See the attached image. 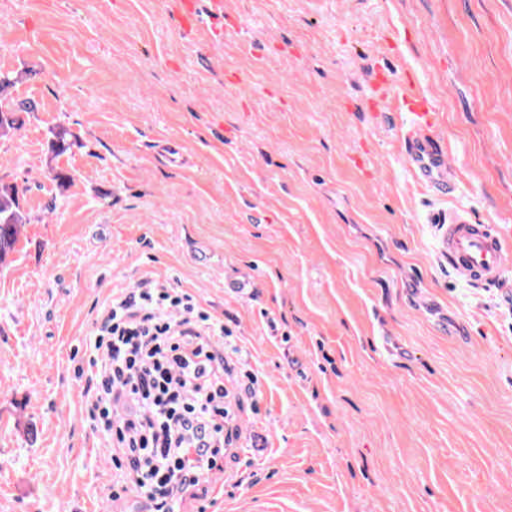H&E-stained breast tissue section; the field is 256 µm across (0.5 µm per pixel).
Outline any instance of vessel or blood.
<instances>
[{"instance_id":"1","label":"vessel or blood","mask_w":512,"mask_h":512,"mask_svg":"<svg viewBox=\"0 0 512 512\" xmlns=\"http://www.w3.org/2000/svg\"><path fill=\"white\" fill-rule=\"evenodd\" d=\"M376 104L405 113L408 120L400 127V141L407 168L416 183L448 184V151L437 134L439 113L418 83L376 74ZM441 254L457 278L478 286L498 285L512 261V238L500 227L474 223L468 210L457 207L436 213Z\"/></svg>"}]
</instances>
